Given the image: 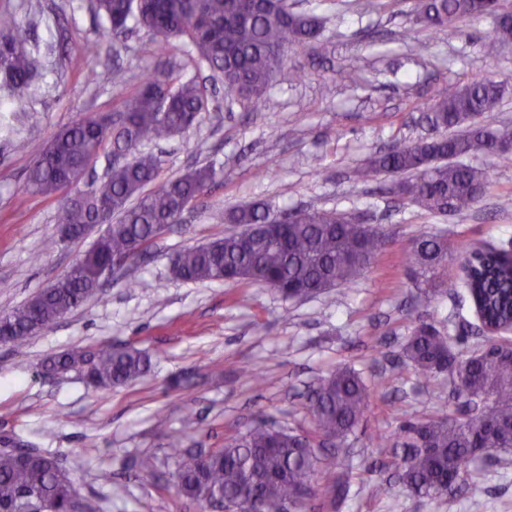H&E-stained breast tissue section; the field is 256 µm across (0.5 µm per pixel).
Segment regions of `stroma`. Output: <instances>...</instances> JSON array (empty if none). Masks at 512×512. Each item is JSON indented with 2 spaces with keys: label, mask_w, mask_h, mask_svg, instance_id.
<instances>
[{
  "label": "stroma",
  "mask_w": 512,
  "mask_h": 512,
  "mask_svg": "<svg viewBox=\"0 0 512 512\" xmlns=\"http://www.w3.org/2000/svg\"><path fill=\"white\" fill-rule=\"evenodd\" d=\"M322 18L331 52L312 58L289 49L261 111L247 112L223 84L209 88L215 109L192 128L144 145L160 161V180L210 161L224 169L181 223L148 253L133 256L100 290L51 328L0 344V440L59 459L78 492L101 512H199L176 488L173 436L206 451L243 431L255 414L279 427L308 430L306 395L339 367L386 371L389 387L373 391L371 410L345 441L336 465L343 491L314 498L310 512H471L462 492L436 499L407 490L381 465L378 438L456 403L447 376L423 377L401 357L418 321L450 332L457 352L484 343L478 317L453 263L439 293L424 295L409 277L405 252L425 233L446 237L461 253L478 242L512 250V162L484 154L469 164L488 169V191L464 213L432 215L388 194L392 176L355 180L371 153L432 136L426 105L477 76L505 82L501 111L483 123L512 127V43L487 57L480 40L494 21L466 17L436 38L417 20L418 0H288ZM29 28L43 70L23 103L0 97V314L12 311L61 276L94 236L57 244L56 212L68 197L27 192V171L62 128L112 112L158 64L185 76L199 70L184 43L159 51L137 31L115 43L103 33L95 0H0V24ZM121 69L125 84L87 82L90 71ZM262 201L280 213L337 209L381 227L391 243L353 285L315 298L284 300L274 289L176 278L171 255L234 232L225 211ZM134 345L151 370L143 379L97 391L77 376L53 379L42 363L76 347ZM166 416L158 427L157 416ZM157 459L142 473L143 455ZM112 474L111 482L98 478ZM485 488L481 512H512V448L472 466Z\"/></svg>",
  "instance_id": "stroma-1"
}]
</instances>
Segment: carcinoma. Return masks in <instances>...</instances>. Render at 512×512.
Segmentation results:
<instances>
[{"instance_id": "obj_1", "label": "carcinoma", "mask_w": 512, "mask_h": 512, "mask_svg": "<svg viewBox=\"0 0 512 512\" xmlns=\"http://www.w3.org/2000/svg\"><path fill=\"white\" fill-rule=\"evenodd\" d=\"M501 7V0H424L418 19L446 35L462 17H493L494 27L481 40L484 53L492 56L498 44L512 39V16L500 13ZM96 10L114 41L134 28L145 30L163 47L172 39H184L196 53V63L219 74L227 92L248 112L264 102L288 48L327 52L319 19L289 11L284 0H96ZM28 40L24 26L0 28V90L18 104L41 68L39 57L25 48ZM504 93V83L485 76L450 96L438 95L427 104L430 123L436 129L462 131L372 154L356 169L357 179L387 173L399 177L393 194L429 213L469 210L485 194L490 174L464 159L477 153L512 158L495 150L497 141H512L511 129L473 122L477 114L498 111ZM208 105L205 86L196 78L160 65L123 96L112 122L87 117L60 130L36 156L25 190L46 197L71 188L73 169L107 144L112 152L132 159L112 166L96 189L77 194L61 208L57 224L70 241L83 238L87 225L106 228L61 287L0 315L1 344L22 341L79 308L99 287V274L112 258L148 249L223 177V168L211 163L157 185V158L139 153L143 143L188 130ZM277 219L262 202L230 210L225 222L247 229L250 239L232 233L179 250L170 258L172 272L185 281L264 285L285 299H304L354 283L389 242L381 228L357 224L338 210L311 208L286 224ZM450 257L447 239L425 234L413 241L406 262L429 293L447 283ZM464 263L465 286L485 319L511 320L512 261L488 249L477 259L465 256ZM401 356L427 377L448 373L458 408L404 423L398 442L380 440L386 465L400 469L403 482L416 495L434 499L460 488L479 508L481 484L461 477L489 450L512 448V340L492 338L462 356L450 337L421 321ZM150 367V358L133 346L74 348L42 365L45 372H77L98 390L139 380ZM309 406L314 427L304 433L285 430L258 414L245 431L225 438L221 448L178 450V492L196 501L205 495L240 498L250 504L244 512H287L306 490L317 496L321 486L334 487L337 448L370 410L369 388L360 372L338 367L320 380ZM71 484L58 460L38 448L0 449L4 507L26 494L47 512H72Z\"/></svg>"}]
</instances>
